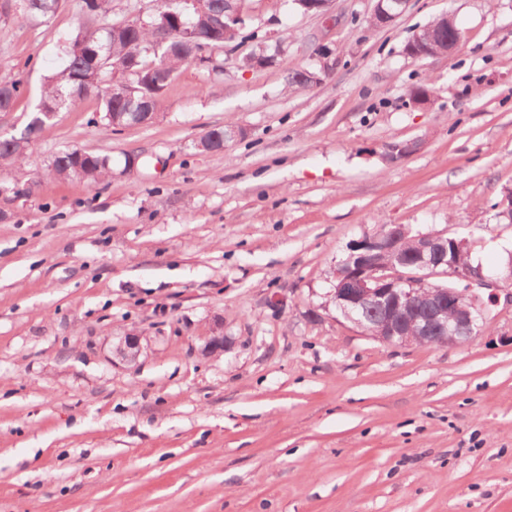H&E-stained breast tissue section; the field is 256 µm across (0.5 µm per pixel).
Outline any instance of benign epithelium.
<instances>
[{
	"label": "benign epithelium",
	"instance_id": "7a95c632",
	"mask_svg": "<svg viewBox=\"0 0 512 512\" xmlns=\"http://www.w3.org/2000/svg\"><path fill=\"white\" fill-rule=\"evenodd\" d=\"M407 9L409 0H376L373 18L377 24L392 23ZM406 224H386L347 245V258L336 264L330 295L344 319L362 326L359 314L371 310L375 337L402 345L414 340L460 344L474 336L484 303L473 287L494 288L496 282L479 266L461 267L452 261L450 247H466L462 240L442 234L420 232L416 250L405 257L400 253ZM432 276L448 279L446 286L428 285ZM466 283V288L456 283Z\"/></svg>",
	"mask_w": 512,
	"mask_h": 512
}]
</instances>
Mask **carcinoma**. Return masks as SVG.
<instances>
[{"instance_id": "carcinoma-1", "label": "carcinoma", "mask_w": 512, "mask_h": 512, "mask_svg": "<svg viewBox=\"0 0 512 512\" xmlns=\"http://www.w3.org/2000/svg\"><path fill=\"white\" fill-rule=\"evenodd\" d=\"M24 13L32 20L46 21L61 6V0H19ZM245 0H198V5L182 9L175 0H164L149 21L118 26L98 23L109 17L112 0H82L81 24L70 42L63 46L65 65L49 76L41 94L40 108L20 136H0V188L19 196L28 189L19 188L7 178L9 168L21 164L30 143L53 126V114L63 107L76 108L90 95L100 101L96 124L112 129V113L141 112L153 120L162 97L178 74L179 68L196 61L205 53L206 63L215 71L223 69L215 53L238 39L254 43V50L242 57L240 66L255 68L271 64L275 55L268 53L264 36L247 26L246 20L234 24L227 13L245 15ZM435 32L449 33L454 45L463 39L453 19L443 16L414 33L404 46L412 57H430L446 53L448 45L431 37ZM88 44L100 55V65L93 67L78 48ZM128 73L119 80L113 73ZM19 78L0 81V112L14 110L22 93ZM230 126L205 133L194 148L217 152L231 140ZM53 173L67 181L92 186L112 175V160L106 155L78 148L58 152L51 161Z\"/></svg>"}]
</instances>
